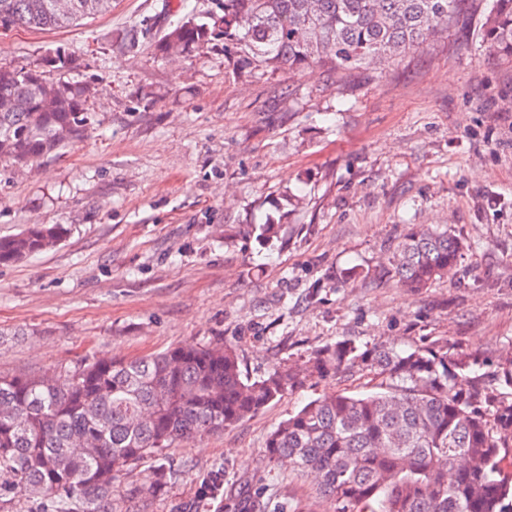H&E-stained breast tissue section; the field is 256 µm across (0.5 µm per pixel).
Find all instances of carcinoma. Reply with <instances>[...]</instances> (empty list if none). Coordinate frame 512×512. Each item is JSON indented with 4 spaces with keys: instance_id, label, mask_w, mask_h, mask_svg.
<instances>
[{
    "instance_id": "1",
    "label": "carcinoma",
    "mask_w": 512,
    "mask_h": 512,
    "mask_svg": "<svg viewBox=\"0 0 512 512\" xmlns=\"http://www.w3.org/2000/svg\"><path fill=\"white\" fill-rule=\"evenodd\" d=\"M475 0H215L204 16L182 18L154 52L177 58L224 41L246 65L319 67L347 91L367 60H396L459 22ZM112 0H0V26L65 29L107 12ZM483 39L512 58V0H494ZM81 58L59 49L39 69H0V161L27 167L88 132L92 86L53 77ZM60 224L29 225L0 237V266L58 245ZM464 244L448 230L408 224L389 271L419 292L455 274ZM462 358L433 341L397 353H361L347 340L300 367L250 379L227 344L177 346L131 361L101 355L57 378L0 375V496L23 512H112L116 475L176 442L234 427L317 375L377 371L394 381L367 396L327 394L291 415L266 439L274 464L316 479L334 512H512L505 471L482 408L484 387L456 390ZM166 467L131 490L145 504ZM226 493L219 473L199 497ZM236 512H271L261 492L236 496Z\"/></svg>"
}]
</instances>
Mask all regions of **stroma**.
<instances>
[{
  "mask_svg": "<svg viewBox=\"0 0 512 512\" xmlns=\"http://www.w3.org/2000/svg\"><path fill=\"white\" fill-rule=\"evenodd\" d=\"M213 0H112L59 31L0 29V66L80 55L95 89L87 136L37 174L0 162V236L32 222L56 247L0 267V372L65 375L106 353L131 360L189 344L236 348L248 378L299 366L348 338L465 354L458 382L496 378L512 353V61L481 37L491 0L441 41L370 62L344 92L321 69H237L223 48L173 61L153 42ZM302 202L259 243L249 227ZM408 224H444L466 248L455 278L418 293L382 273ZM370 371L312 377L238 426L173 445L114 481L112 501L158 464L173 472L146 512H233L198 500L203 476H263L287 512H331L313 484L268 460V434L323 395L376 392Z\"/></svg>",
  "mask_w": 512,
  "mask_h": 512,
  "instance_id": "stroma-1",
  "label": "stroma"
}]
</instances>
